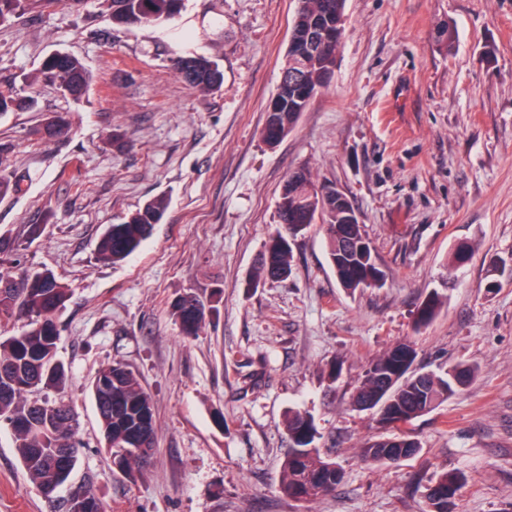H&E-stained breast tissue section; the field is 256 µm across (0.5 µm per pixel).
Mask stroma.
<instances>
[{
  "label": "stroma",
  "mask_w": 512,
  "mask_h": 512,
  "mask_svg": "<svg viewBox=\"0 0 512 512\" xmlns=\"http://www.w3.org/2000/svg\"><path fill=\"white\" fill-rule=\"evenodd\" d=\"M294 9L187 0L165 25L124 29L108 0H58L0 25V88L36 100L0 116V142L27 177L23 194L0 202V234L70 288L56 322L85 444L73 482L92 484L108 512H424V486L447 470L463 478L453 512H512V279L490 287L488 267L512 260V0H346L330 83L270 146L265 108ZM450 21L451 51L439 38ZM55 51L92 72L82 102L34 82ZM188 52L218 60L220 92L179 79L173 61ZM56 112L70 130L41 142ZM299 167L352 202L382 285L341 288L315 224L292 240L286 280L248 287ZM157 195L170 204L150 238L118 265L99 262L106 226ZM30 224L44 227L31 242ZM462 246L469 260L452 265ZM189 289L217 304L193 340L171 307ZM433 292L442 309L415 327ZM399 343L414 347L415 368L468 361L478 372L412 421L417 456L371 464L360 452L378 426L351 394ZM115 360L155 407L157 450L133 481L101 448L87 393ZM291 409L314 417L317 447L344 474L310 503L279 491ZM67 496L41 494L0 428V512H64Z\"/></svg>",
  "instance_id": "stroma-1"
}]
</instances>
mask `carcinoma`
<instances>
[{"mask_svg":"<svg viewBox=\"0 0 512 512\" xmlns=\"http://www.w3.org/2000/svg\"><path fill=\"white\" fill-rule=\"evenodd\" d=\"M33 0H0V24L26 11ZM346 0H297L290 38L312 44L299 62L287 53L282 70L297 73L266 107L262 138L275 145L294 129L302 112L325 88L341 44L344 30L336 21L344 17ZM112 24L118 27L162 26L181 14L185 0H111ZM178 77L190 88L215 93L223 85L219 64L203 55H187L175 62ZM42 78L59 86L64 96L82 100L89 92L91 76L79 59L67 53L48 56L40 69ZM35 100L20 97L12 89L0 90V115L33 108ZM62 115L47 118L43 134L56 138L69 131ZM9 149L0 144V201L22 191L24 179L10 169ZM168 199L158 195L132 212L121 224H110L97 243L96 257L115 264L133 254L154 225L161 223ZM283 230L264 245L247 287L268 280H283L291 271L289 239L321 221L329 261L339 284L350 291L368 287L379 271L363 225L350 222L341 198L316 190L309 171L300 168L289 174L277 205ZM19 243L0 234V422L13 437L18 459L41 493L51 498L70 478L78 461L81 442L77 438L78 413L66 398L68 368L56 358L59 330L56 312L68 298V289L48 269L22 266ZM442 306L438 293L418 306L414 321L420 327L433 320ZM183 336H199L206 318L214 310L199 295L186 293L173 304ZM25 319L22 330L7 335L8 327ZM416 351L399 343L366 368L352 394V404L364 411L385 404L379 421L389 426L430 411L455 395L475 377L477 367L459 361L442 373L412 370ZM98 411L100 444L113 463L128 477L142 475L155 455L156 419L154 403L139 376L120 361L102 367L90 387ZM283 427L289 448L282 462L279 491L291 500L310 502L329 493L342 481L335 462L312 447L317 429L307 412L290 411ZM420 452L419 442L403 432L371 438L361 448L364 459L384 465L397 463ZM461 479L443 471L425 488L429 512H453L451 506ZM65 512H106L94 486H77L66 500Z\"/></svg>","mask_w":512,"mask_h":512,"instance_id":"cac0c4a2","label":"carcinoma"}]
</instances>
